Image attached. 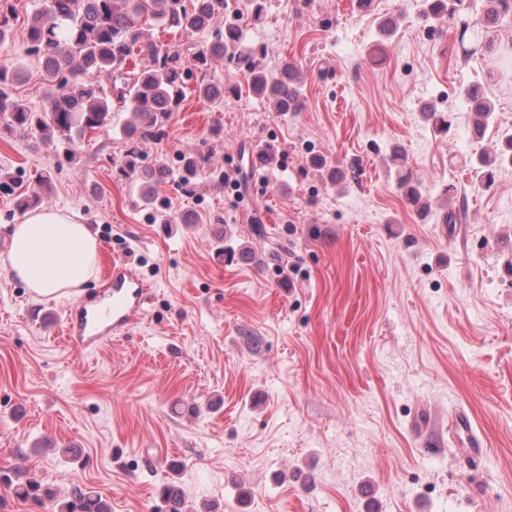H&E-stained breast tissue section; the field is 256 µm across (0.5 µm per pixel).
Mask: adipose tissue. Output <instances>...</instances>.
I'll return each instance as SVG.
<instances>
[{
  "mask_svg": "<svg viewBox=\"0 0 512 512\" xmlns=\"http://www.w3.org/2000/svg\"><path fill=\"white\" fill-rule=\"evenodd\" d=\"M97 263V239L75 211L38 208L15 224L7 271L39 298L82 286Z\"/></svg>",
  "mask_w": 512,
  "mask_h": 512,
  "instance_id": "obj_1",
  "label": "adipose tissue"
}]
</instances>
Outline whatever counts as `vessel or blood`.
<instances>
[{"label": "vessel or blood", "mask_w": 512, "mask_h": 512, "mask_svg": "<svg viewBox=\"0 0 512 512\" xmlns=\"http://www.w3.org/2000/svg\"><path fill=\"white\" fill-rule=\"evenodd\" d=\"M105 286L108 303L91 311L81 298L70 309L65 334L75 350L103 347L114 334L130 329L144 312L148 285L124 264L112 265Z\"/></svg>", "instance_id": "b4317fda"}]
</instances>
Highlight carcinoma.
Instances as JSON below:
<instances>
[{
    "instance_id": "cac0c4a2",
    "label": "carcinoma",
    "mask_w": 512,
    "mask_h": 512,
    "mask_svg": "<svg viewBox=\"0 0 512 512\" xmlns=\"http://www.w3.org/2000/svg\"><path fill=\"white\" fill-rule=\"evenodd\" d=\"M423 15L446 18L457 25L468 20L464 0H424ZM485 21L471 30L473 43L483 49L482 33L493 24L512 15V0H488ZM224 15V0H45L28 22L27 42L31 53L43 59L44 80L51 87L45 111L31 112L13 95L21 74L0 65V118L9 127H36L45 139L78 143L86 134L102 131L111 125L112 101L130 102L133 120L123 133L128 139L122 167L128 171L142 168L139 144L161 140L167 125L183 99L184 74L196 73L198 95L204 99L224 102V85L209 79L208 61L212 57L227 58L249 72L252 90L267 100L272 111L279 114L298 112L303 107L297 68L287 62L278 76L256 68L251 51L241 47L240 27L236 20L224 21V31L216 33L215 41L185 58L178 48H159L144 38L141 18H152L162 25L183 32L210 27ZM14 6L11 0H0V42L9 36ZM146 56L149 63L139 71L125 68L133 52ZM461 97L473 114L475 138L484 136L493 107L484 96L481 82L475 81L461 89ZM437 132L447 134L452 128L450 115L429 108L425 111ZM494 156L480 153L473 163L479 184L490 188L498 168L512 165V134L500 138ZM200 154H188L182 161L178 184L187 190L193 185ZM148 181L141 188V198L150 202L155 184L169 175L166 160H155L145 170ZM399 187L407 200L418 203L421 192L411 173H398ZM0 486L17 498L30 501L52 512H112L108 501L97 491L78 487L61 497L49 484L22 481L0 472ZM161 500L168 512H181L179 490L167 486Z\"/></svg>"
}]
</instances>
